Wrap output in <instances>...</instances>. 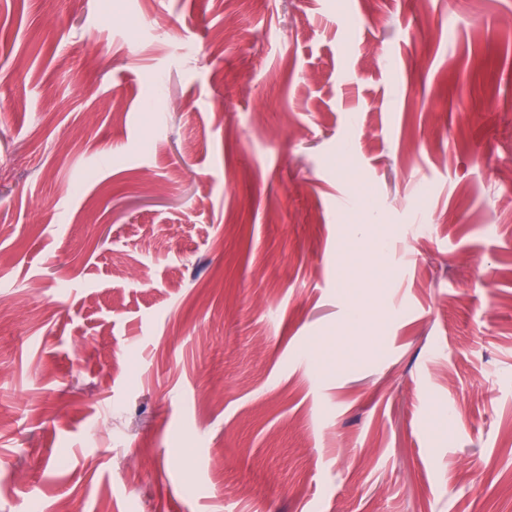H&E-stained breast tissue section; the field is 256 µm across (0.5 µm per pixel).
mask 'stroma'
<instances>
[{"mask_svg": "<svg viewBox=\"0 0 512 512\" xmlns=\"http://www.w3.org/2000/svg\"><path fill=\"white\" fill-rule=\"evenodd\" d=\"M508 16L0 0V512H512Z\"/></svg>", "mask_w": 512, "mask_h": 512, "instance_id": "1", "label": "stroma"}]
</instances>
